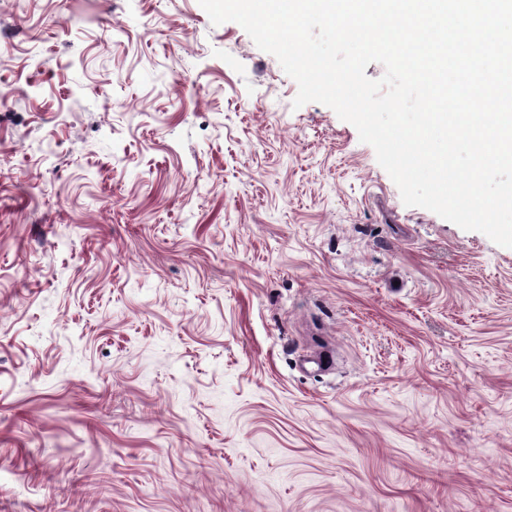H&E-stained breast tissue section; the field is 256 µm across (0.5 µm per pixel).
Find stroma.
<instances>
[{"instance_id":"35a3bbf8","label":"stroma","mask_w":512,"mask_h":512,"mask_svg":"<svg viewBox=\"0 0 512 512\" xmlns=\"http://www.w3.org/2000/svg\"><path fill=\"white\" fill-rule=\"evenodd\" d=\"M0 27V512H512V248L198 0Z\"/></svg>"}]
</instances>
